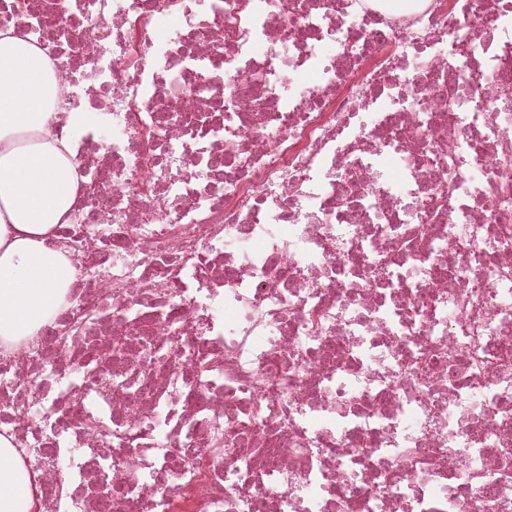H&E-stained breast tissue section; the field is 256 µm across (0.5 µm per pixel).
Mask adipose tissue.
I'll return each mask as SVG.
<instances>
[{
    "instance_id": "obj_1",
    "label": "adipose tissue",
    "mask_w": 512,
    "mask_h": 512,
    "mask_svg": "<svg viewBox=\"0 0 512 512\" xmlns=\"http://www.w3.org/2000/svg\"><path fill=\"white\" fill-rule=\"evenodd\" d=\"M41 50L0 31V345L16 348L56 312L75 269L57 226L77 201L68 136H49L57 85ZM37 474L0 437V512H35Z\"/></svg>"
}]
</instances>
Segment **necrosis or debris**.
Returning <instances> with one entry per match:
<instances>
[{"label":"necrosis or debris","instance_id":"4bbe7bcc","mask_svg":"<svg viewBox=\"0 0 512 512\" xmlns=\"http://www.w3.org/2000/svg\"><path fill=\"white\" fill-rule=\"evenodd\" d=\"M75 280L0 347L39 512H512V0H0Z\"/></svg>","mask_w":512,"mask_h":512}]
</instances>
